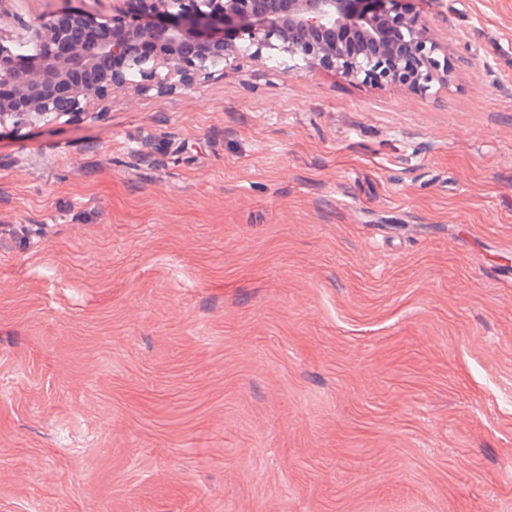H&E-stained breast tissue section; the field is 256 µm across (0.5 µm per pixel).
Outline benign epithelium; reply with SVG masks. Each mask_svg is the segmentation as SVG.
Returning <instances> with one entry per match:
<instances>
[{
	"mask_svg": "<svg viewBox=\"0 0 512 512\" xmlns=\"http://www.w3.org/2000/svg\"><path fill=\"white\" fill-rule=\"evenodd\" d=\"M0 0V128L85 112L87 104L123 87L135 93L151 86L195 89L224 71L230 61L287 56L292 72L334 68L348 77L422 87L448 79V49L421 16H405L394 0H112L109 25L83 23L85 12L22 21ZM242 22L239 43L199 50L184 21ZM343 30L352 49L323 38Z\"/></svg>",
	"mask_w": 512,
	"mask_h": 512,
	"instance_id": "benign-epithelium-1",
	"label": "benign epithelium"
}]
</instances>
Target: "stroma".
Segmentation results:
<instances>
[{
  "label": "stroma",
  "mask_w": 512,
  "mask_h": 512,
  "mask_svg": "<svg viewBox=\"0 0 512 512\" xmlns=\"http://www.w3.org/2000/svg\"><path fill=\"white\" fill-rule=\"evenodd\" d=\"M396 7L447 80L0 129V512H512V0Z\"/></svg>",
  "instance_id": "stroma-1"
}]
</instances>
